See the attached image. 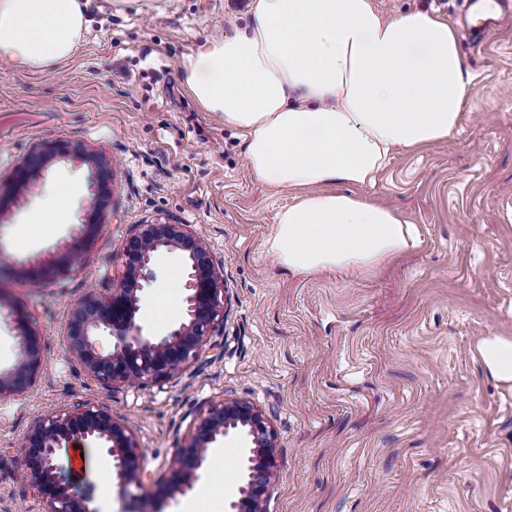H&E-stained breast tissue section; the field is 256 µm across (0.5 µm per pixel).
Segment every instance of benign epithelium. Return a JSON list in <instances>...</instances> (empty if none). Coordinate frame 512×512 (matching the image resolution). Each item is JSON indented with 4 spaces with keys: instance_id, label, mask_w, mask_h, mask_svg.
<instances>
[{
    "instance_id": "1",
    "label": "benign epithelium",
    "mask_w": 512,
    "mask_h": 512,
    "mask_svg": "<svg viewBox=\"0 0 512 512\" xmlns=\"http://www.w3.org/2000/svg\"><path fill=\"white\" fill-rule=\"evenodd\" d=\"M68 159L89 167L91 202L80 229L59 246L63 257L39 255L21 260L0 255V267H13L34 285L80 265L94 231L109 218L103 200L112 193V160L100 153L77 152L62 141L40 145L33 159L16 168L6 187L13 195L24 197L50 164ZM162 250H179L189 263L185 316L165 333L148 335L139 324L138 291L140 282L150 275L152 257ZM122 257V274L110 294L87 293L71 305L65 323V348L83 365L89 378L103 387L161 384L200 356L224 311V279L215 269L207 244L185 224L138 225L136 233L125 242ZM101 329L117 337L109 353L101 352L96 345L95 335ZM19 337L15 364L0 370V399L27 392L42 369L41 336L23 317ZM237 429L250 442L249 474L231 508L233 512H266L275 476L276 433L260 409L243 401L222 402L200 414L195 432L178 449L176 479L167 493H186L212 445ZM90 437L102 441L112 458L120 493L144 488L137 440L112 413L92 406L76 413L45 414L37 418L23 444L26 476L43 494L42 512H97L88 507L87 499L70 492L67 476L57 463L58 449Z\"/></svg>"
}]
</instances>
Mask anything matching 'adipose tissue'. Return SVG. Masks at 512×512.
Returning a JSON list of instances; mask_svg holds the SVG:
<instances>
[{"instance_id":"ef3b65f1","label":"adipose tissue","mask_w":512,"mask_h":512,"mask_svg":"<svg viewBox=\"0 0 512 512\" xmlns=\"http://www.w3.org/2000/svg\"><path fill=\"white\" fill-rule=\"evenodd\" d=\"M84 0H0V61L49 72L71 60ZM203 111L238 131L252 177L293 194L267 241L289 276L370 271L419 245L416 227L358 196L392 156L447 141L474 78L454 25L386 14L378 0H253L251 18L182 63ZM512 383V337L479 346Z\"/></svg>"}]
</instances>
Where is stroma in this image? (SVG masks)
Masks as SVG:
<instances>
[{
  "instance_id": "obj_1",
  "label": "stroma",
  "mask_w": 512,
  "mask_h": 512,
  "mask_svg": "<svg viewBox=\"0 0 512 512\" xmlns=\"http://www.w3.org/2000/svg\"><path fill=\"white\" fill-rule=\"evenodd\" d=\"M253 0H90L78 54L51 72L0 62V183L44 142L112 160V195L82 266L35 288L0 272V370L19 354V320L42 339L35 385L0 400V512H41L24 477V438L43 413L87 405L133 432L150 483L116 491L113 461L89 438L57 461L94 512H230L245 441L215 443L193 488L168 495L177 448L195 418L231 400L264 412L277 435L267 512H512V384L484 369L479 345L512 337V22L478 46L459 42L475 77L457 133L396 153L370 201L416 225L421 244L375 273L291 278L267 251L291 198L249 173L235 132L185 93L179 62L243 26ZM90 170L51 165L27 197L0 186V251L56 250L82 223ZM74 196L61 223L25 228ZM188 225L224 275V319L198 361L169 381L105 388L63 342L70 304L108 294L138 225ZM139 291L146 311L169 296L183 311L187 263L161 251Z\"/></svg>"
}]
</instances>
